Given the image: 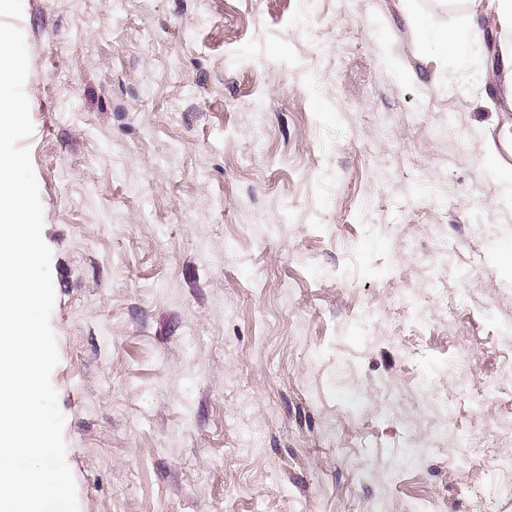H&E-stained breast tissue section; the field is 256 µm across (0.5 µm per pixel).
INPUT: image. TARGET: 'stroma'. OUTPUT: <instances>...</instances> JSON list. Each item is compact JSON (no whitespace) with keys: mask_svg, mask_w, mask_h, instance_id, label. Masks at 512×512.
Here are the masks:
<instances>
[{"mask_svg":"<svg viewBox=\"0 0 512 512\" xmlns=\"http://www.w3.org/2000/svg\"><path fill=\"white\" fill-rule=\"evenodd\" d=\"M497 7L15 0L79 512H512ZM429 36L439 54L445 57L451 56L460 64H464L468 57L470 43L482 36V29L477 23L471 21L461 28L430 30Z\"/></svg>","mask_w":512,"mask_h":512,"instance_id":"1","label":"stroma"}]
</instances>
